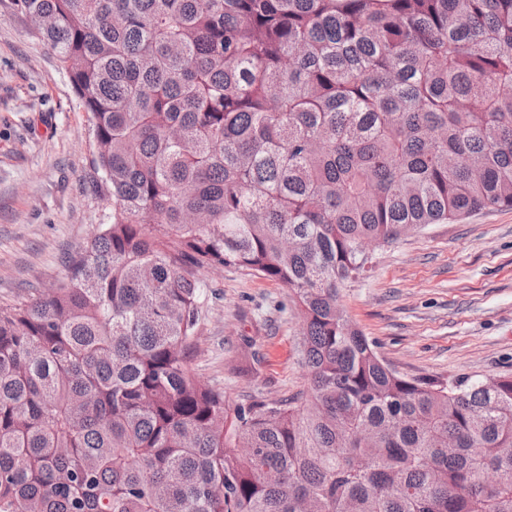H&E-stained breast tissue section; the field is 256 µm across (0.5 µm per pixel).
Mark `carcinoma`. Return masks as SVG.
<instances>
[{"instance_id": "1", "label": "carcinoma", "mask_w": 512, "mask_h": 512, "mask_svg": "<svg viewBox=\"0 0 512 512\" xmlns=\"http://www.w3.org/2000/svg\"><path fill=\"white\" fill-rule=\"evenodd\" d=\"M91 114L109 223L0 307V512H512V376L408 379L340 302L512 208V0H14ZM288 287L309 386L188 365L201 268Z\"/></svg>"}]
</instances>
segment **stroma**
<instances>
[{
  "instance_id": "35a3bbf8",
  "label": "stroma",
  "mask_w": 512,
  "mask_h": 512,
  "mask_svg": "<svg viewBox=\"0 0 512 512\" xmlns=\"http://www.w3.org/2000/svg\"><path fill=\"white\" fill-rule=\"evenodd\" d=\"M90 114L12 0H0V306L57 287L68 253L107 223ZM207 301L189 355L226 403L308 386L302 322L282 283L233 266L198 272ZM347 316L410 378L512 375V209L431 224L376 250L341 291Z\"/></svg>"
}]
</instances>
